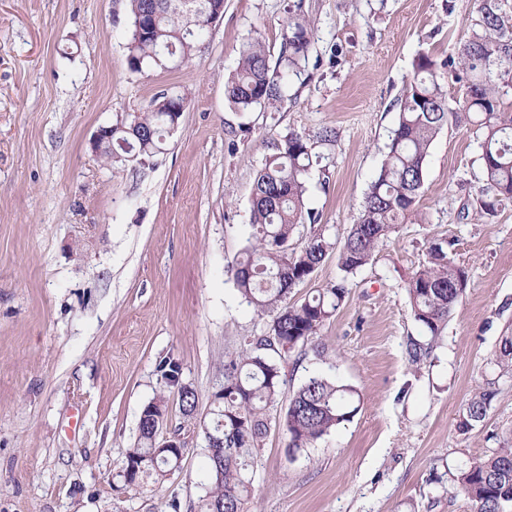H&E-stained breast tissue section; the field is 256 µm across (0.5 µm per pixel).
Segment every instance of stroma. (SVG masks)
<instances>
[{
  "label": "stroma",
  "instance_id": "obj_1",
  "mask_svg": "<svg viewBox=\"0 0 512 512\" xmlns=\"http://www.w3.org/2000/svg\"><path fill=\"white\" fill-rule=\"evenodd\" d=\"M317 28L276 111L225 99L238 50L278 56L288 12ZM477 0H224L192 59L132 71L125 0H0V512H194L206 441L192 433L163 484L126 489L119 466L174 354L207 417L224 353L265 326L229 264L251 233L255 177L288 132L336 129L316 145L306 205L343 239L381 168L397 99L419 54L443 60L470 35ZM163 91L187 97L177 128L144 163H107L90 139ZM475 126L434 140L418 209L351 279L321 334L324 356L288 367L284 395L320 373L361 395L352 421L289 459L271 423L244 512H473L435 476L499 447L512 379L485 419L457 428L495 377L512 327V200L467 214L481 184ZM454 241L465 293L421 369L406 286L432 244Z\"/></svg>",
  "mask_w": 512,
  "mask_h": 512
}]
</instances>
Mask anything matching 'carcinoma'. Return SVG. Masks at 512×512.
Returning <instances> with one entry per match:
<instances>
[{"label": "carcinoma", "mask_w": 512, "mask_h": 512, "mask_svg": "<svg viewBox=\"0 0 512 512\" xmlns=\"http://www.w3.org/2000/svg\"><path fill=\"white\" fill-rule=\"evenodd\" d=\"M223 9L224 0H203L193 12L177 0H128L134 27L128 44L131 69H174L189 61ZM314 35V25L305 15L289 18L273 66L261 41L242 43L235 73L225 84L228 103L240 112L277 107L288 81L308 59ZM451 82L464 87L462 97L452 103L447 91ZM509 98L512 0H479L472 34L457 54L441 61L426 53L417 57L398 99V122L386 159L344 240L338 243L319 229L299 251L291 247L297 228L318 220L304 201L306 177L316 156L314 144L335 142L336 131L325 128L314 135L293 131L275 143L274 153L254 180L249 244L230 268L236 289L254 314L266 320V329L243 337L239 348L224 355V384L213 400V418L199 423L207 446L204 494L197 512H243L253 490L270 411L280 409L279 426L293 459L358 413L357 389L321 374L309 376L283 403L289 354L304 355L309 349L320 353L318 332L346 303L351 276L370 263L379 244L400 225L418 218L430 148L449 120L464 121L481 131L483 186L474 199L475 213L492 219L502 202L512 199V111L505 110ZM180 99L162 92L149 110L116 117L112 143L100 148V156L123 162L128 155L140 159L160 152L169 124L177 119ZM452 246L446 239L433 244L427 262L407 284L413 317L422 331L407 343L409 362L417 370L437 348L467 287L466 272L448 257ZM333 251L343 276L301 303L288 302L291 291L310 279ZM496 366L497 378L486 381L466 402L459 431L466 433L483 421L498 395L499 379H512L511 332L500 338ZM158 376L160 393L142 410L137 444L127 449L119 471L124 486L132 489L147 477L155 483L164 481L183 457L182 448L158 450L165 393L178 395L183 415L195 419L196 395L182 378L179 359L172 354L162 357ZM448 491L467 500L475 512H503L512 503V429L503 434L500 447L469 458L449 473Z\"/></svg>", "instance_id": "1"}]
</instances>
